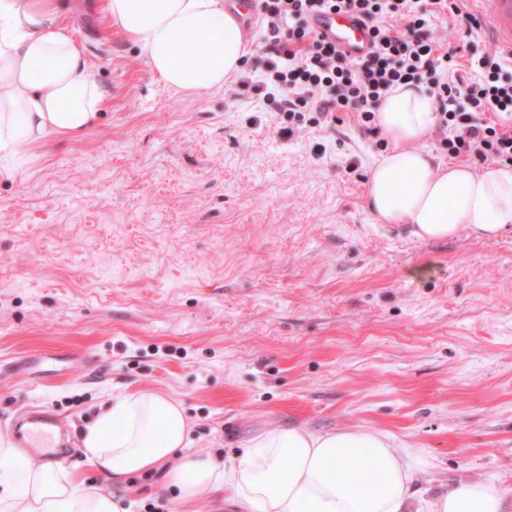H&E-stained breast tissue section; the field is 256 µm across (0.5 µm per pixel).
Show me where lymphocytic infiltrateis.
Listing matches in <instances>:
<instances>
[{
  "instance_id": "f902f5d3",
  "label": "lymphocytic infiltrate",
  "mask_w": 512,
  "mask_h": 512,
  "mask_svg": "<svg viewBox=\"0 0 512 512\" xmlns=\"http://www.w3.org/2000/svg\"><path fill=\"white\" fill-rule=\"evenodd\" d=\"M464 0H257L266 31L254 65L240 85L272 102L281 134L301 130L308 115L334 119L354 113L376 131V114L397 86L422 84L431 94L441 151L471 163L512 165V58L480 49L485 17ZM353 12L369 27L371 49L354 58L319 36L314 16ZM452 18L469 50V70H450L454 52L435 36L434 21Z\"/></svg>"
}]
</instances>
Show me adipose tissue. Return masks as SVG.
Returning <instances> with one entry per match:
<instances>
[{"mask_svg": "<svg viewBox=\"0 0 512 512\" xmlns=\"http://www.w3.org/2000/svg\"><path fill=\"white\" fill-rule=\"evenodd\" d=\"M105 10L148 67L188 97L223 88L250 54L224 0H105ZM59 14V0H0V175L25 167L37 144L83 136L104 104ZM377 124L392 144L369 180L368 203L383 223L411 225L430 240L512 230V166L438 163L424 146L435 113L423 86L395 88ZM191 430L182 405L158 392L109 399L81 433L94 482L34 461L0 431V512H132L133 499L116 486L159 468L187 506L228 497L248 512H404L415 477L431 467L424 450L394 447L363 427L264 428L226 462L191 450ZM505 510L504 495L481 481L459 482L429 503V512Z\"/></svg>", "mask_w": 512, "mask_h": 512, "instance_id": "1", "label": "adipose tissue"}]
</instances>
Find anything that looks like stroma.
I'll use <instances>...</instances> for the list:
<instances>
[{"mask_svg": "<svg viewBox=\"0 0 512 512\" xmlns=\"http://www.w3.org/2000/svg\"><path fill=\"white\" fill-rule=\"evenodd\" d=\"M61 7L106 98L82 137L0 176V429L51 412L89 481L77 442L100 403L156 390L216 458L262 428L367 427L433 458L408 512L465 480L512 510V232L381 223L379 136L353 113L284 137L237 83L166 86L104 0ZM132 482L134 512H247Z\"/></svg>", "mask_w": 512, "mask_h": 512, "instance_id": "1", "label": "stroma"}]
</instances>
